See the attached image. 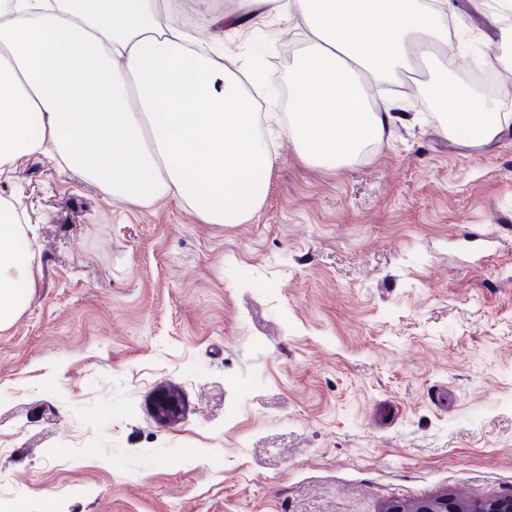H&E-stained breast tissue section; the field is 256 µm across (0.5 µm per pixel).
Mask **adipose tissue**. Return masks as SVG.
I'll return each instance as SVG.
<instances>
[{
  "mask_svg": "<svg viewBox=\"0 0 512 512\" xmlns=\"http://www.w3.org/2000/svg\"><path fill=\"white\" fill-rule=\"evenodd\" d=\"M301 26L289 132L309 163L339 167L388 139L405 106L375 80L411 73L448 42V0H249ZM173 0H0V165L43 153L108 197L178 199L207 224L260 208L276 161L241 77L192 49ZM444 128L488 142L497 124L446 77L427 85ZM26 227L0 224V330L34 286Z\"/></svg>",
  "mask_w": 512,
  "mask_h": 512,
  "instance_id": "1",
  "label": "adipose tissue"
}]
</instances>
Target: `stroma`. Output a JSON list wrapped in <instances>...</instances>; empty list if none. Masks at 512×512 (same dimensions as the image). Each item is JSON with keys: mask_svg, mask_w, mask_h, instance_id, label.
<instances>
[{"mask_svg": "<svg viewBox=\"0 0 512 512\" xmlns=\"http://www.w3.org/2000/svg\"><path fill=\"white\" fill-rule=\"evenodd\" d=\"M494 0H448L477 50L440 66L501 128L470 146L403 76L379 146L309 164L283 125L260 209L202 223L164 197L107 198L43 155L0 167L36 287L0 331V512H386L512 497V45ZM243 0H177L185 29L288 111L304 43ZM495 246L483 251L484 234ZM177 390L166 421L158 399Z\"/></svg>", "mask_w": 512, "mask_h": 512, "instance_id": "stroma-1", "label": "stroma"}]
</instances>
